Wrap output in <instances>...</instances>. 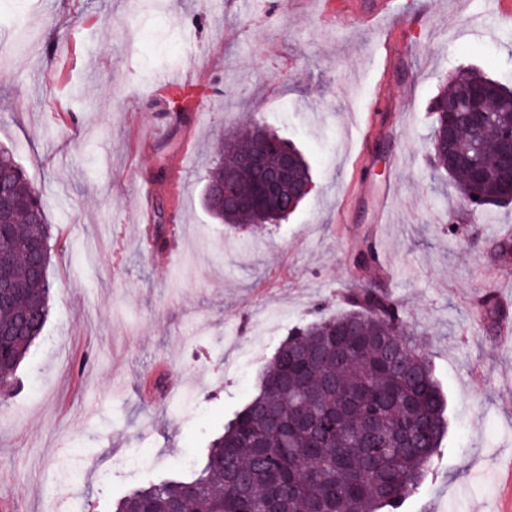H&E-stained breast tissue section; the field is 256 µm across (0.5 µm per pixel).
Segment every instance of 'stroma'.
I'll use <instances>...</instances> for the list:
<instances>
[{"mask_svg": "<svg viewBox=\"0 0 512 512\" xmlns=\"http://www.w3.org/2000/svg\"><path fill=\"white\" fill-rule=\"evenodd\" d=\"M337 2L328 26L323 0H0V147L42 191L55 253L49 320L0 404L9 512H59L60 493L69 512H111L194 459L292 327L374 286L400 303L448 397L441 454L399 512H512V340L476 308L496 267L512 275V253L496 249L512 203L477 217L427 163L429 103L456 69L512 86V26L495 0H395L421 21L387 69L379 30L353 22L369 0ZM18 15L31 30L20 49ZM170 71L203 75L188 140L169 123L178 91L154 79ZM255 117L304 152L315 189L287 221L243 239L202 194L218 140ZM158 120L165 136L143 144ZM180 154L177 189L153 201L176 226L160 266L135 187ZM370 243L377 266L355 269ZM160 376L179 393L145 399ZM66 448L88 455L64 486Z\"/></svg>", "mask_w": 512, "mask_h": 512, "instance_id": "1", "label": "stroma"}]
</instances>
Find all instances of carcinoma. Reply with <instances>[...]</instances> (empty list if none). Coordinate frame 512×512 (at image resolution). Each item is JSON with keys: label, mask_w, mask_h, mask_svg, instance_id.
Here are the masks:
<instances>
[{"label": "carcinoma", "mask_w": 512, "mask_h": 512, "mask_svg": "<svg viewBox=\"0 0 512 512\" xmlns=\"http://www.w3.org/2000/svg\"><path fill=\"white\" fill-rule=\"evenodd\" d=\"M491 84L487 126L480 134L461 120L456 155L432 153L434 166L457 181L475 210L500 203L494 159L496 127L512 123V87L476 68L458 70L432 99L433 122L460 107L459 90ZM279 150L292 152L297 173L312 172L301 152L269 129ZM256 130L227 140L207 184L236 175L239 191L251 190L240 161L255 147ZM485 177L477 182L470 166ZM0 185L6 194L31 204L11 211L0 223V241L9 256L0 273L19 280L24 292L0 304V325L9 332L0 344V386L10 396L19 366L40 337L49 315L52 225L41 190L29 183L14 157L0 148ZM284 204L227 212L218 221L247 232L288 217ZM164 220L152 227L155 247L169 243ZM44 243L41 273L25 249ZM349 309L292 329L280 342L257 393L224 425L187 474L150 480L118 498L114 512H396L418 491L432 470L448 433L447 401L432 366L407 331L399 303L379 288L349 294ZM80 449L60 462L62 475L77 472Z\"/></svg>", "instance_id": "carcinoma-1"}]
</instances>
